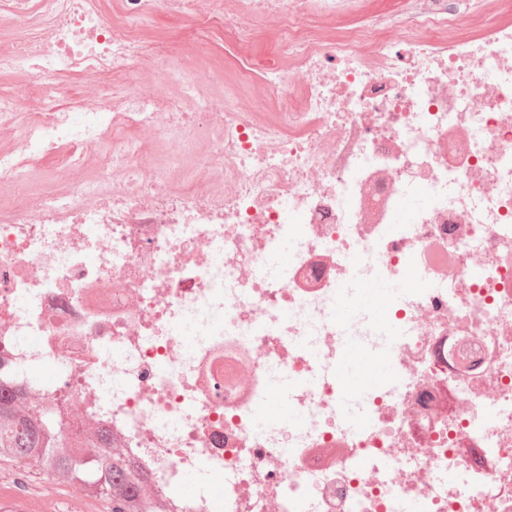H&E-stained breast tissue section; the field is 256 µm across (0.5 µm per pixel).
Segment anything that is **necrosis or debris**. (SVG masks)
I'll use <instances>...</instances> for the list:
<instances>
[{
	"label": "necrosis or debris",
	"mask_w": 512,
	"mask_h": 512,
	"mask_svg": "<svg viewBox=\"0 0 512 512\" xmlns=\"http://www.w3.org/2000/svg\"><path fill=\"white\" fill-rule=\"evenodd\" d=\"M239 2L241 35L281 22L271 119L177 63L127 82L161 57L141 27L197 0H128L118 23L88 0L15 10L0 70L29 85L0 93V392L118 438L169 512H512V24H490L494 0H412L327 43L300 16L352 0ZM83 72L105 99L22 110ZM63 148L83 176L40 193ZM355 279L399 289L339 319ZM348 336L395 368L353 398ZM201 469L221 488L181 493Z\"/></svg>",
	"instance_id": "1"
}]
</instances>
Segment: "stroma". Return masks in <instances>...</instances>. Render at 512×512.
<instances>
[{
	"mask_svg": "<svg viewBox=\"0 0 512 512\" xmlns=\"http://www.w3.org/2000/svg\"><path fill=\"white\" fill-rule=\"evenodd\" d=\"M409 7V0H355L351 10L334 22L311 16L307 23L332 41L374 18L400 17ZM233 8L232 0H201L192 14L161 9L141 28L140 36L165 48L169 59L206 75L213 96L230 90L247 100L251 111H270L269 101L256 97L254 89L266 72L284 61L280 25L258 17L251 41L240 43L234 30L224 25L225 14Z\"/></svg>",
	"mask_w": 512,
	"mask_h": 512,
	"instance_id": "stroma-1",
	"label": "stroma"
}]
</instances>
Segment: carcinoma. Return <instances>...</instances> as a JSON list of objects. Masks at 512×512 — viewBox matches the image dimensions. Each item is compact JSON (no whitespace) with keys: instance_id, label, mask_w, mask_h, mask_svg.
<instances>
[{"instance_id":"cac0c4a2","label":"carcinoma","mask_w":512,"mask_h":512,"mask_svg":"<svg viewBox=\"0 0 512 512\" xmlns=\"http://www.w3.org/2000/svg\"><path fill=\"white\" fill-rule=\"evenodd\" d=\"M53 419L22 393L1 399L0 460L20 461L93 494L95 490L87 488L86 467L90 466L104 478L100 497L109 504L121 501L109 512H167L162 499L140 493L142 474L125 449L98 433L70 441L58 425L50 424ZM81 460L88 466L79 464Z\"/></svg>"}]
</instances>
